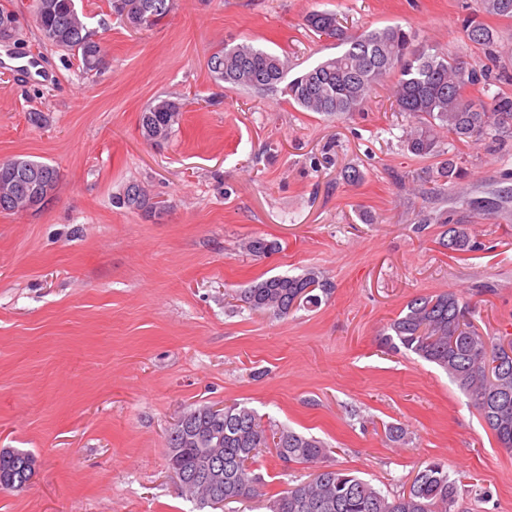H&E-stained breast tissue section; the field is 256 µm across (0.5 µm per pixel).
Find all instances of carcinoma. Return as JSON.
Instances as JSON below:
<instances>
[{"label":"carcinoma","mask_w":512,"mask_h":512,"mask_svg":"<svg viewBox=\"0 0 512 512\" xmlns=\"http://www.w3.org/2000/svg\"><path fill=\"white\" fill-rule=\"evenodd\" d=\"M478 9L463 19L464 37L473 44L493 47L497 31L480 15L512 19V0H477ZM112 9L134 29L150 30L170 14L175 0H111ZM42 40L78 58L86 74L103 65L101 39L90 31L75 0H44L33 16ZM313 34L330 40L342 51L303 71L291 80L288 59L248 44H226L208 60L211 77L234 88L264 91L287 82L290 99L307 112L344 115L358 111L379 85L393 83V104L411 125L404 149L420 157H439L432 177L456 187L466 178L459 155L442 148L490 139L503 143L512 136V94L488 95L497 79L490 67L469 66L432 46L412 48L411 36L399 25L348 32L338 14L313 10L305 16ZM480 96H468L469 89ZM183 104L156 99L139 119L141 134L149 142H162L179 124ZM45 171L58 181L56 168L42 162L11 158L0 161V213L25 208L24 192L16 190L20 177ZM118 202L133 210L157 207L146 190L128 184ZM444 246L460 254L481 248L467 224H450ZM255 256L280 249L276 241L255 237L244 243ZM331 285L317 273L275 275L257 280L238 297L246 307L275 318L301 307H316L329 295ZM476 308L455 292H442L409 300L385 329L383 340L392 351L405 349L448 374L490 430L498 445L512 450V336L490 337L473 324ZM187 430L176 426L168 434L169 469L184 496L199 507L211 506L215 493L223 503L264 495V479L250 469L256 457L275 449L284 469L295 464L315 467L307 481L289 486L268 499L269 512H458L465 485L452 477L445 464L430 461L420 467L409 487L386 494L351 472L323 464L324 443L292 429L265 422L253 409L239 403L224 406L219 422L202 406L186 412ZM34 457L16 450L3 467L0 490L18 491L33 476Z\"/></svg>","instance_id":"obj_1"}]
</instances>
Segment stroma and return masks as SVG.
Here are the masks:
<instances>
[{
  "label": "stroma",
  "instance_id": "35a3bbf8",
  "mask_svg": "<svg viewBox=\"0 0 512 512\" xmlns=\"http://www.w3.org/2000/svg\"><path fill=\"white\" fill-rule=\"evenodd\" d=\"M26 2L0 0L19 14L17 38L0 41V160L47 163L59 183L44 204L0 213V448L37 460L25 490H0V512H198L171 476L167 436L186 411L232 402L320 438L328 465L383 491L435 460L468 489L459 512H512V453L442 370L380 344L409 300L445 291L475 304L482 334H512V153L458 145L461 195L429 178L436 159L404 150L389 86L329 117L284 86L243 91L207 67L246 43L300 73L337 53L303 25L331 10L351 32L398 23L512 74V57L465 39L464 0H176L150 30L108 0H77L105 37L91 75L43 43ZM159 97L183 112L156 145L139 118ZM350 166L361 182L343 180ZM131 182L159 209L116 207ZM442 213L483 250L442 247ZM252 237L281 248L251 255ZM307 271L334 286L320 307L276 319L238 299L257 278ZM256 469L266 494L244 512H268V496L311 472L268 451Z\"/></svg>",
  "mask_w": 512,
  "mask_h": 512
}]
</instances>
